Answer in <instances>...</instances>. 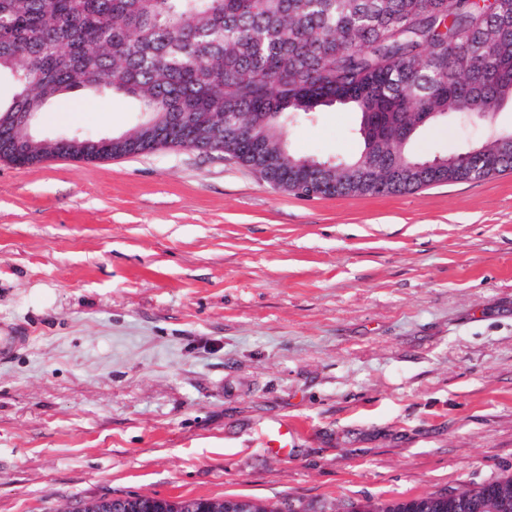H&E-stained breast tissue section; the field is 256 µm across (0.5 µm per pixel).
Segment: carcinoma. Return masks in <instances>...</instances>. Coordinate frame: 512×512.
<instances>
[{"instance_id": "obj_1", "label": "carcinoma", "mask_w": 512, "mask_h": 512, "mask_svg": "<svg viewBox=\"0 0 512 512\" xmlns=\"http://www.w3.org/2000/svg\"><path fill=\"white\" fill-rule=\"evenodd\" d=\"M512 0H0V76L19 86L0 106V159L29 164L75 154L54 137L25 141L47 103L73 90L135 98L140 116L114 142L86 155L210 144L233 153L269 185L316 195L408 193L512 169ZM25 80H20V77ZM360 115L358 154L337 164L359 173L336 181L324 161L288 145L289 127L324 107ZM485 113L486 135L425 158L423 128ZM401 164L420 165L413 179ZM512 500V475L460 491ZM130 512H194L201 499L129 496ZM374 512H456L454 494L374 503Z\"/></svg>"}]
</instances>
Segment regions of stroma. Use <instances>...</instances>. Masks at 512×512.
I'll use <instances>...</instances> for the list:
<instances>
[{
  "label": "stroma",
  "instance_id": "stroma-1",
  "mask_svg": "<svg viewBox=\"0 0 512 512\" xmlns=\"http://www.w3.org/2000/svg\"><path fill=\"white\" fill-rule=\"evenodd\" d=\"M137 101L73 91L47 135H118ZM357 113L291 127L360 149ZM482 130L426 128L422 155ZM0 512L141 495L340 507L512 474V172L305 198L190 149L0 159ZM298 436L268 448L280 422Z\"/></svg>",
  "mask_w": 512,
  "mask_h": 512
}]
</instances>
